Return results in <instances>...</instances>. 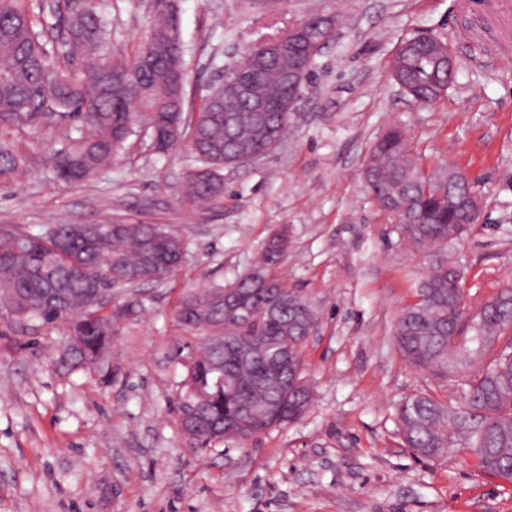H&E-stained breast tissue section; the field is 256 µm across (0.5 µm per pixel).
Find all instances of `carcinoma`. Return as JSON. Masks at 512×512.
Returning <instances> with one entry per match:
<instances>
[{
  "instance_id": "carcinoma-1",
  "label": "carcinoma",
  "mask_w": 512,
  "mask_h": 512,
  "mask_svg": "<svg viewBox=\"0 0 512 512\" xmlns=\"http://www.w3.org/2000/svg\"><path fill=\"white\" fill-rule=\"evenodd\" d=\"M175 14L148 28L134 56L114 58L111 22L95 0H0V129L65 128L43 165L62 181L85 182L112 164L143 120L149 130L162 126L163 109L172 96L173 65L183 70V45L169 32ZM60 56L44 49L56 29ZM395 53L392 79L410 98L429 105L442 96L448 78L434 54L420 48L421 36L404 40ZM285 55L275 68L242 62L233 74L253 87L267 112L224 111L219 85L185 109L179 85L180 130L195 164L208 172L184 174L182 200L192 206L224 200V168L240 155L268 153L284 140L291 123L281 111ZM27 158L0 134V181L26 170ZM371 202L408 247L430 250L418 301L405 307L394 325L396 347L406 364L446 381L457 379L456 396L441 400L416 392L397 407L402 443L428 461L442 459L458 440L480 455L482 469L512 479V352L495 349L512 328V287L482 303L473 315L460 305L464 272L448 256V245L461 239L476 221L471 212L451 210L448 200L472 193L454 165H434L409 146L405 132L389 128L374 144L362 168ZM287 250L265 247L261 263L231 284L257 316L224 305L225 287L191 291L180 300L176 317L192 327L224 328L230 346L207 343L189 365L177 410L184 415L199 402L210 430L190 447L247 439L273 426L299 419L312 394L303 378V347L308 325L319 321L316 308L301 293L269 276ZM182 239L162 224L112 222L52 224L16 238L0 228V310L52 324L71 325L76 366L99 358L112 336V317L100 311L96 291L163 280L181 266ZM249 400L263 407L256 418L239 415L237 404Z\"/></svg>"
}]
</instances>
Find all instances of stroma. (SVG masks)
<instances>
[{"label":"stroma","instance_id":"obj_1","mask_svg":"<svg viewBox=\"0 0 512 512\" xmlns=\"http://www.w3.org/2000/svg\"><path fill=\"white\" fill-rule=\"evenodd\" d=\"M461 0H176L185 92L208 84L261 40L309 15L336 18L284 142L259 162L224 171V201H182L189 148L155 153L138 126L111 167L78 185L41 164L45 130L15 134L27 176L0 187V225L105 220L164 224L187 253L170 277L116 287L112 342L96 365L60 358L67 323L0 315V512H512V481L483 472L456 445L445 461L417 459L394 412L436 382L399 354L393 327L416 299L427 258L398 240L365 195L361 170L393 125L428 161L459 168L482 201L449 254L466 271L468 312L512 284V57L471 39ZM112 19V53L132 56L167 7L96 0ZM447 39L455 81L434 104L405 97L389 73L404 38ZM290 248L274 278L320 313L303 350L313 400L298 420L244 441L197 450L183 436L177 396L207 332L176 319L189 291L228 285L254 268L270 235Z\"/></svg>","mask_w":512,"mask_h":512}]
</instances>
